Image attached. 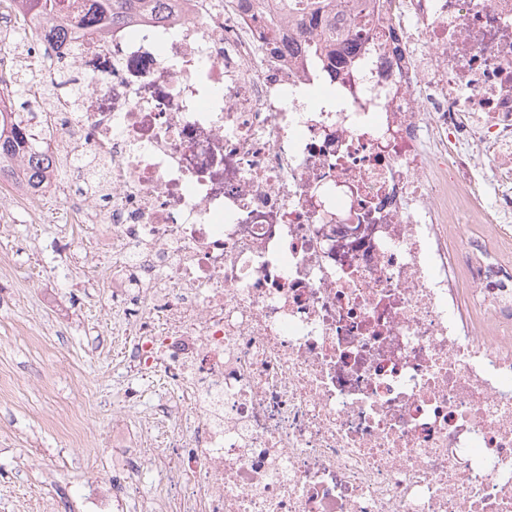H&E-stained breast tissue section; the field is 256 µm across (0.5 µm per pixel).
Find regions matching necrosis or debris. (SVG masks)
Returning a JSON list of instances; mask_svg holds the SVG:
<instances>
[{
	"label": "necrosis or debris",
	"mask_w": 512,
	"mask_h": 512,
	"mask_svg": "<svg viewBox=\"0 0 512 512\" xmlns=\"http://www.w3.org/2000/svg\"><path fill=\"white\" fill-rule=\"evenodd\" d=\"M170 0L64 38L0 0L54 158L15 207L108 224L153 411L83 512H512V0ZM369 20L359 28V17ZM64 63L81 91L49 96ZM104 210L71 198L85 155Z\"/></svg>",
	"instance_id": "obj_1"
}]
</instances>
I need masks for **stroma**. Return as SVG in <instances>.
I'll use <instances>...</instances> for the list:
<instances>
[{
    "instance_id": "obj_1",
    "label": "stroma",
    "mask_w": 512,
    "mask_h": 512,
    "mask_svg": "<svg viewBox=\"0 0 512 512\" xmlns=\"http://www.w3.org/2000/svg\"><path fill=\"white\" fill-rule=\"evenodd\" d=\"M61 216L20 211L0 232V512H75L112 474L113 402L142 383L112 346V262L96 248L111 228Z\"/></svg>"
}]
</instances>
